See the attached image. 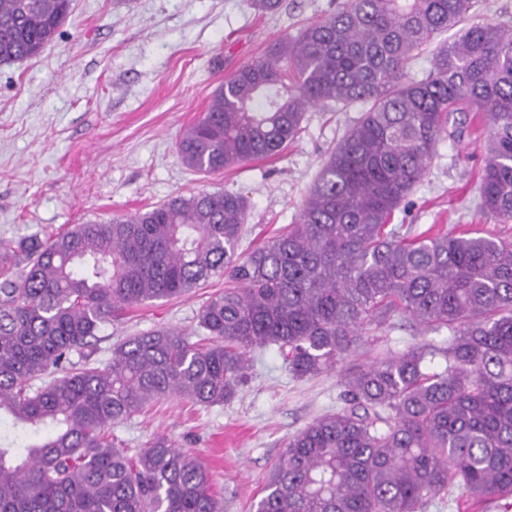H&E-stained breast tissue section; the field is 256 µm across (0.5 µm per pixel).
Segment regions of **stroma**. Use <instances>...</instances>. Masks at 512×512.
<instances>
[{
	"instance_id": "1",
	"label": "stroma",
	"mask_w": 512,
	"mask_h": 512,
	"mask_svg": "<svg viewBox=\"0 0 512 512\" xmlns=\"http://www.w3.org/2000/svg\"><path fill=\"white\" fill-rule=\"evenodd\" d=\"M341 2L282 0L277 11L261 14L248 0H73L60 37L39 56L0 64V248L202 189L246 198L240 252L296 223L309 186L360 117L358 108H310L299 136L280 155L211 176L185 167L176 142L225 78ZM482 165L463 115H452L394 224L512 241V222L497 223L477 208ZM223 289L216 276L180 298L125 310L100 325L96 360H108L113 344L126 337L161 329L198 340L204 334L199 313ZM448 337V329L426 331L399 319L367 329L351 357L306 378L293 376L272 346L257 353L251 377L230 402L168 398L113 426L112 435L132 455L159 435L193 450L224 512H252L289 438L341 407L345 372Z\"/></svg>"
}]
</instances>
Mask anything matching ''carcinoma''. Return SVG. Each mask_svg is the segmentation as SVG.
Listing matches in <instances>:
<instances>
[{
	"label": "carcinoma",
	"instance_id": "1",
	"mask_svg": "<svg viewBox=\"0 0 512 512\" xmlns=\"http://www.w3.org/2000/svg\"><path fill=\"white\" fill-rule=\"evenodd\" d=\"M471 8L345 0L214 91L178 142L202 174L279 155L310 107H361L296 224L254 251L238 252L245 199L201 190L0 252V512H223L194 454L158 436L130 456L110 428L170 397L232 400L269 346L298 377L332 370L397 314L448 327V345L349 373L344 407L289 439L255 512H417L442 490L457 505L512 497V242L387 229L455 112L488 128L478 208L512 221V26H467ZM71 10L0 0V63L38 56ZM453 28L428 76H409ZM214 275L227 285L201 310L208 342L158 330L92 359L102 323Z\"/></svg>",
	"mask_w": 512,
	"mask_h": 512
}]
</instances>
